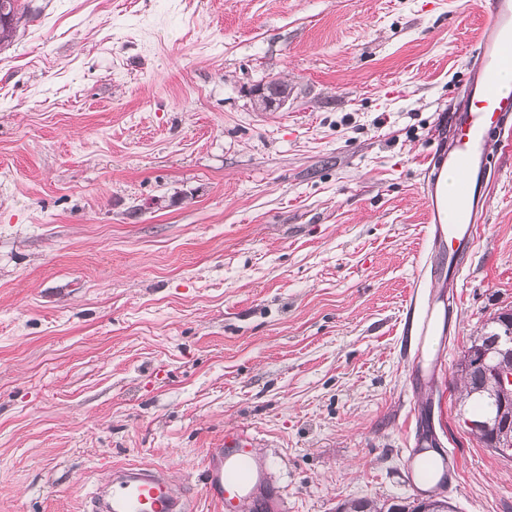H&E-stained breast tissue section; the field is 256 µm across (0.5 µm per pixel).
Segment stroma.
<instances>
[{"label":"stroma","instance_id":"35a3bbf8","mask_svg":"<svg viewBox=\"0 0 512 512\" xmlns=\"http://www.w3.org/2000/svg\"><path fill=\"white\" fill-rule=\"evenodd\" d=\"M0 50V512H83L114 467L166 468L192 512L225 432L259 441L288 512L420 497L429 420L459 512H512V460L448 389L512 307V153L429 337L400 351L430 254L425 162L484 0H23ZM276 76L291 100L256 111ZM278 78H268L258 84H254L250 90V96L259 101L261 106L256 107L259 112H280L288 106V98L279 92Z\"/></svg>","mask_w":512,"mask_h":512}]
</instances>
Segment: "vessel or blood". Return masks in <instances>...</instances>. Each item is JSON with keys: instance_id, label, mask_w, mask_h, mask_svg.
<instances>
[{"instance_id": "vessel-or-blood-1", "label": "vessel or blood", "mask_w": 512, "mask_h": 512, "mask_svg": "<svg viewBox=\"0 0 512 512\" xmlns=\"http://www.w3.org/2000/svg\"><path fill=\"white\" fill-rule=\"evenodd\" d=\"M487 19L466 70L464 89L450 116L448 141L438 148L424 187L426 232L435 252V269L445 288H455L487 212L495 178L496 153L512 151V87L501 76L512 70V0H488ZM454 173L446 188L443 172ZM437 300L410 302L402 319L406 345L419 349L433 329ZM256 437L225 434L211 449L204 494L220 512H288V501ZM88 512H189L186 493L160 468L127 464L91 497Z\"/></svg>"}]
</instances>
